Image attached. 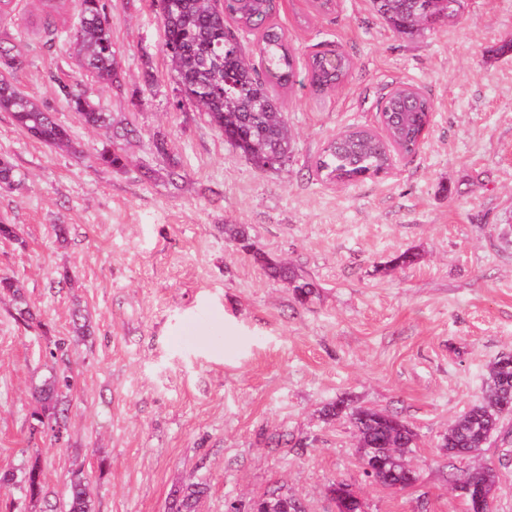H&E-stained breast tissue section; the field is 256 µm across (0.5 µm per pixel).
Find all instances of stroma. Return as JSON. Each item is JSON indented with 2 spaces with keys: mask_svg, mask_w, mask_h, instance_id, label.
Here are the masks:
<instances>
[{
  "mask_svg": "<svg viewBox=\"0 0 512 512\" xmlns=\"http://www.w3.org/2000/svg\"><path fill=\"white\" fill-rule=\"evenodd\" d=\"M119 82L92 78L70 49L77 0L46 34L41 0H15L0 41L4 75L68 131L45 145L0 112V278L17 282L41 325L18 320L0 289V475L38 466L41 492L0 487V512H68L73 474L93 512H170L202 485L195 512H224L274 490L306 512H336L329 488L358 490L368 512H465L448 473H497L492 512H512V414L478 457L442 435L483 396L491 364L512 353V0H465L458 17L398 36L369 0L279 6L299 59L342 50L343 84L316 96L305 68L285 95L288 161L261 170L186 99L153 0H102ZM79 90L112 119L94 130L56 93ZM400 83L434 103L421 148L386 173L345 184L317 170L326 142L374 127ZM164 146H157V139ZM124 158L103 164V151ZM70 227L60 242L55 225ZM316 284L309 300L269 277L225 229ZM416 260L394 266L404 252ZM92 327L76 335L71 314ZM69 377L68 433L31 437L35 387ZM413 425L419 481L394 493L362 472L357 438L322 415L344 397Z\"/></svg>",
  "mask_w": 512,
  "mask_h": 512,
  "instance_id": "1",
  "label": "stroma"
}]
</instances>
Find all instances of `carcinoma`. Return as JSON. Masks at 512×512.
<instances>
[{"label": "carcinoma", "instance_id": "carcinoma-1", "mask_svg": "<svg viewBox=\"0 0 512 512\" xmlns=\"http://www.w3.org/2000/svg\"><path fill=\"white\" fill-rule=\"evenodd\" d=\"M464 0H371V7L399 35L412 36L430 27L450 12H460ZM80 23L71 42L74 53L86 71L100 82L116 78L112 44V24L95 0H80ZM274 0H226L225 14L239 26L258 31L260 66L246 60L238 36L224 26V18L215 9V0H169L162 15L165 52L176 72L181 92L198 102L209 122L224 131L226 142L244 157L277 156L286 162L292 152V134L279 90L293 85L297 60L288 45L285 32L273 21ZM342 64H327L326 53L317 52L306 61L311 88L318 93L338 86L352 67V61L339 52ZM58 93L92 129L111 128L110 115L83 98L67 84H58ZM430 99L412 85H397L385 96L382 117L387 139L370 128H356L331 139L319 158L317 169L332 181L343 175L353 180L374 174L387 160L388 148L398 147L410 155L416 151L422 117L432 112ZM0 112L10 114L15 125L49 146L70 145L66 129L36 99L20 92L9 80L0 79ZM17 182L16 169L0 156V184L11 187ZM264 269L287 282L300 301L315 293L316 285L295 269L269 261ZM0 287L11 292L17 303V316L26 324L41 323L40 314L28 306L20 289L8 278ZM70 381L52 377L35 389L34 398L41 410L59 421H67L63 389ZM512 413V361L498 357L490 370L486 397L458 418L444 434L441 447L451 457L479 455L489 447L501 419ZM327 419H345L355 429L363 465L374 455L392 450L397 458L409 461L417 447L414 428L395 413L356 405L342 398L324 407ZM472 478L493 494L496 473L479 469ZM23 483L30 497L41 491L40 473L33 465L22 478L10 474L6 483ZM201 490L191 485L178 500L176 512H194ZM68 512H92L84 478L70 479Z\"/></svg>", "mask_w": 512, "mask_h": 512}]
</instances>
